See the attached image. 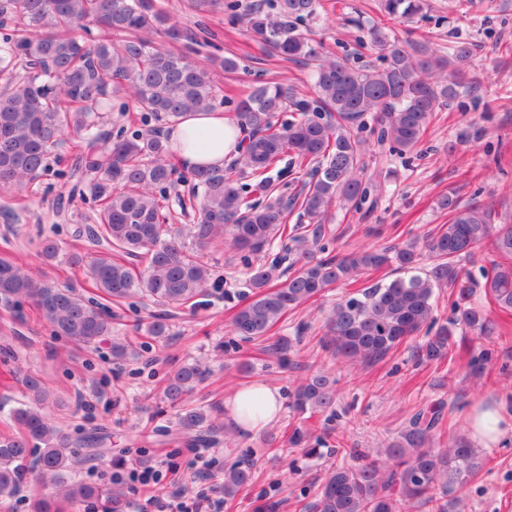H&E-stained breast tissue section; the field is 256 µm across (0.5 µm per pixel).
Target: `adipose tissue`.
<instances>
[{
    "instance_id": "obj_1",
    "label": "adipose tissue",
    "mask_w": 512,
    "mask_h": 512,
    "mask_svg": "<svg viewBox=\"0 0 512 512\" xmlns=\"http://www.w3.org/2000/svg\"><path fill=\"white\" fill-rule=\"evenodd\" d=\"M183 169L220 167L239 156L241 134L223 109H204L183 114L167 132ZM235 424L244 431L261 429L281 411L279 392L264 383L239 389L230 401ZM468 426L478 444L492 448L512 439V398L500 396L490 406L469 411Z\"/></svg>"
}]
</instances>
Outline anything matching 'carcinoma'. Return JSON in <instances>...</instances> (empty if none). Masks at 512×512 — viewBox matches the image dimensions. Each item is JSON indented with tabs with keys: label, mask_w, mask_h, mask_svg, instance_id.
I'll return each instance as SVG.
<instances>
[{
	"label": "carcinoma",
	"mask_w": 512,
	"mask_h": 512,
	"mask_svg": "<svg viewBox=\"0 0 512 512\" xmlns=\"http://www.w3.org/2000/svg\"><path fill=\"white\" fill-rule=\"evenodd\" d=\"M374 4L388 21H410L428 8L427 0ZM194 7L199 12L222 9L231 23L243 24L277 56L317 65L310 91L265 82L237 101L234 122L244 137L239 158L229 168L184 174L168 160L164 140L137 124L216 107L209 66L178 50H159L151 39L159 30L174 43L196 42L198 34L169 23L152 0H0V74L7 79L0 91V189L20 200L56 164L55 175L72 183L81 200L94 204L93 224L85 232L92 245L102 248L91 261L79 251L68 257L74 266L88 263L95 289L89 296L37 280L17 262L0 258V305L34 303L54 335L83 349L110 339L113 361L119 363L127 357V346L112 337L108 304L145 295L165 308L196 306L208 288L221 282L198 252L227 239L243 254L253 288L230 322L241 341H262L288 313L316 302L327 289L393 266L400 276L381 279L336 304L325 322L323 349L353 363L372 364L424 330L430 336L416 349L418 362L453 364L455 330L491 331L485 306L473 300L476 289L483 288L488 305L512 311V221L492 205H463L450 191L437 202L448 211V223L427 235L425 251L410 243L362 247L343 255L329 251L333 236L325 221L333 205H356L369 196L367 116H380L378 144L399 154L415 148L433 114L461 96L473 44H400L381 24L365 26L359 14L348 22L381 51L382 64H356L313 45L308 23L325 11L321 0H194ZM122 90L132 93L134 111L129 125L105 138V114L112 111V95ZM280 112L298 118L278 127L274 119ZM68 131L82 138L84 150L52 157ZM288 153L291 165L310 175L292 195L277 190L267 176ZM180 181L191 182L196 192L178 199V206L199 214L184 235L169 224L170 191ZM296 209L299 223L291 226ZM277 234L298 250L300 267L285 280L277 266L249 261ZM492 234L498 259L483 270L480 283L458 264ZM425 253L433 265L420 275L416 270ZM133 258L144 262V269H136ZM445 286L451 288V317L438 328L434 289ZM493 358L489 348L474 351L467 375L483 377ZM204 376L198 364H184L167 375L164 396L179 412L175 433L164 430L162 436L218 453L230 446L224 425L209 411L183 404ZM23 384L25 400L12 410L20 432L0 435V498L15 496L31 478L50 492L35 504L36 512H55L56 498L118 506L124 497L119 484L91 485L75 476L84 459L103 456L104 436L71 437L47 414L56 399L43 380L28 373ZM335 404L336 379L315 370L295 387L290 407L333 417ZM445 408L439 401L416 411L371 462H342L329 469L307 505L309 512H403L410 506L447 512L444 497L475 478L486 462L463 436L448 439L446 448L436 447ZM323 444L301 427L288 437L289 447L307 456L319 455ZM77 446L85 449V458L73 452ZM252 477L250 463L224 467L225 501Z\"/></svg>",
	"instance_id": "cac0c4a2"
}]
</instances>
